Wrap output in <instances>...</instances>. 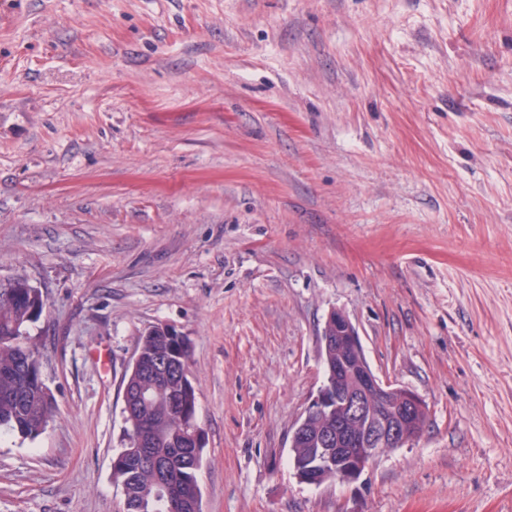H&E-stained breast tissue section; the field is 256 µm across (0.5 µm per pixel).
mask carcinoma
Returning a JSON list of instances; mask_svg holds the SVG:
<instances>
[{
  "label": "carcinoma",
  "instance_id": "1",
  "mask_svg": "<svg viewBox=\"0 0 512 512\" xmlns=\"http://www.w3.org/2000/svg\"><path fill=\"white\" fill-rule=\"evenodd\" d=\"M44 309L39 288L17 277L0 286V436L34 439L46 428L56 406L42 374L36 343L29 327ZM142 367L125 375L128 394L135 398L124 411L126 436H144L151 455L163 462L178 485L169 495L157 487L154 465L127 464L120 454L114 475L124 486L125 512H202L198 469L184 462L177 432L156 436L151 422L179 426L196 419L197 395L189 378L188 339L167 325L146 328L138 340Z\"/></svg>",
  "mask_w": 512,
  "mask_h": 512
}]
</instances>
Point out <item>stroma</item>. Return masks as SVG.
<instances>
[{
	"label": "stroma",
	"mask_w": 512,
	"mask_h": 512,
	"mask_svg": "<svg viewBox=\"0 0 512 512\" xmlns=\"http://www.w3.org/2000/svg\"><path fill=\"white\" fill-rule=\"evenodd\" d=\"M56 413L0 512H124L145 328L190 342L203 512H512V0H0V281ZM428 406L298 483L331 310Z\"/></svg>",
	"instance_id": "stroma-1"
}]
</instances>
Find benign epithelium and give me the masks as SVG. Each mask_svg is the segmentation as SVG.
<instances>
[{
  "label": "benign epithelium",
  "instance_id": "benign-epithelium-1",
  "mask_svg": "<svg viewBox=\"0 0 512 512\" xmlns=\"http://www.w3.org/2000/svg\"><path fill=\"white\" fill-rule=\"evenodd\" d=\"M325 354H336L327 380L292 431L290 448L300 483L351 484L384 450L411 445L428 423L426 403L413 391L381 380L369 365L358 330L341 310H332L321 332ZM336 417V431L312 448L309 432L314 415ZM181 441L188 448L204 447L195 423L182 425Z\"/></svg>",
  "mask_w": 512,
  "mask_h": 512
}]
</instances>
